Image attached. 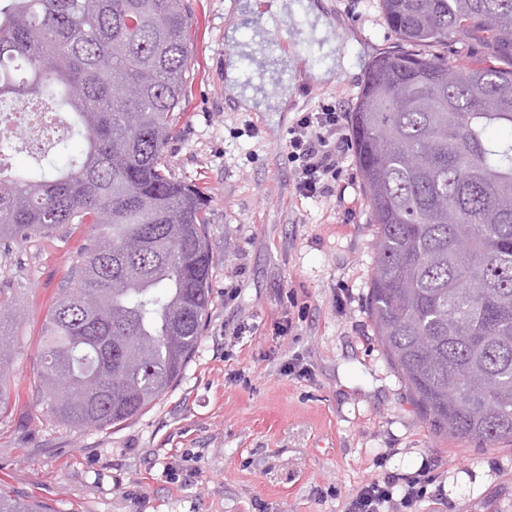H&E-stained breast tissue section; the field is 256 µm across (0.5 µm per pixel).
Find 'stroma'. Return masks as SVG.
Segmentation results:
<instances>
[{"label": "stroma", "instance_id": "stroma-1", "mask_svg": "<svg viewBox=\"0 0 512 512\" xmlns=\"http://www.w3.org/2000/svg\"><path fill=\"white\" fill-rule=\"evenodd\" d=\"M193 43L186 107L166 154L207 192L212 303L166 395L109 430L78 432L36 402L39 334L88 226L0 241V297L14 326L16 403L0 418V488L40 512H346L387 473L422 475L416 512H512V442L436 434L384 354L368 313L377 227L349 116L365 70L400 43L379 0H292L267 27V112L226 92L225 31L238 0H184ZM324 18L316 35L310 11ZM342 117L328 192L296 189L288 155L303 113ZM288 333H281L282 324Z\"/></svg>", "mask_w": 512, "mask_h": 512}]
</instances>
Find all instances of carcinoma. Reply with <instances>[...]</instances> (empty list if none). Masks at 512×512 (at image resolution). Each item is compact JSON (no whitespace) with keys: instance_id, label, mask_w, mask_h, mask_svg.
<instances>
[{"instance_id":"cac0c4a2","label":"carcinoma","mask_w":512,"mask_h":512,"mask_svg":"<svg viewBox=\"0 0 512 512\" xmlns=\"http://www.w3.org/2000/svg\"><path fill=\"white\" fill-rule=\"evenodd\" d=\"M403 49L376 57L350 122L377 225L369 314L437 433L512 441V0H380ZM183 0H0V114L67 112L82 149L40 175L0 169V240L90 224L44 324L36 391L107 430L168 391L211 304L207 196L166 148L188 93ZM476 41L495 63L431 52ZM131 240L148 247L124 255ZM22 306L0 298V418ZM0 512H38L0 492Z\"/></svg>"}]
</instances>
